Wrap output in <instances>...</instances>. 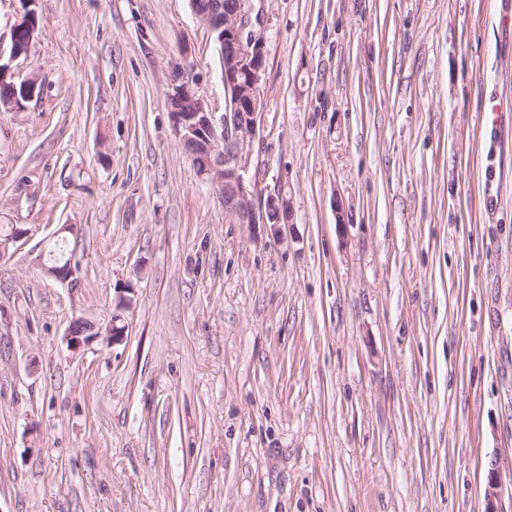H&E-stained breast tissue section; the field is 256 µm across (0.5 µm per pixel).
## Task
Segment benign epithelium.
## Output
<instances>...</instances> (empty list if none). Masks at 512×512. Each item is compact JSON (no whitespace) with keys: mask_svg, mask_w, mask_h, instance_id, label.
Returning <instances> with one entry per match:
<instances>
[{"mask_svg":"<svg viewBox=\"0 0 512 512\" xmlns=\"http://www.w3.org/2000/svg\"><path fill=\"white\" fill-rule=\"evenodd\" d=\"M194 14L217 34L225 111L217 114L196 97L191 82L175 89L187 99L184 111L172 113L179 141H197L203 150L195 172L218 190L225 215L239 224H288L290 204L280 205L283 191L258 192L250 175L257 141V116L265 85L264 40L255 0L217 2Z\"/></svg>","mask_w":512,"mask_h":512,"instance_id":"7a95c632","label":"benign epithelium"}]
</instances>
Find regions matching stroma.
I'll return each mask as SVG.
<instances>
[{"mask_svg":"<svg viewBox=\"0 0 512 512\" xmlns=\"http://www.w3.org/2000/svg\"><path fill=\"white\" fill-rule=\"evenodd\" d=\"M256 5L288 225L174 132L179 80L224 109L190 0H0V512H512V0ZM72 253H70L67 244V237L60 235V238L54 242L47 254V260L50 267L56 266L64 268L71 261ZM55 277L61 280H69L73 275V267L69 264L65 269L49 271Z\"/></svg>","mask_w":512,"mask_h":512,"instance_id":"35a3bbf8","label":"stroma"}]
</instances>
